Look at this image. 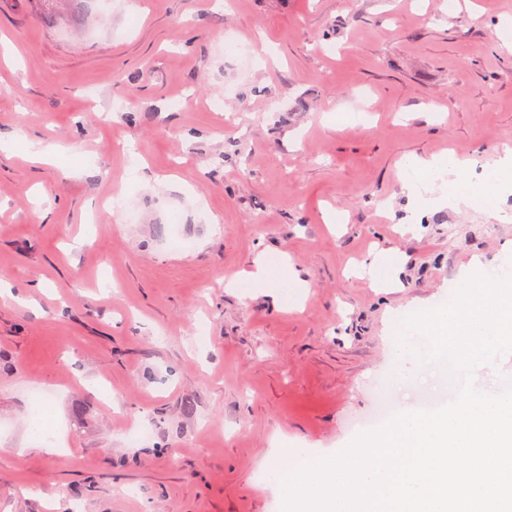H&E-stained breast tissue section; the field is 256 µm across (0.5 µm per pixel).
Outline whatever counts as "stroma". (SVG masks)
I'll use <instances>...</instances> for the list:
<instances>
[{
	"instance_id": "35a3bbf8",
	"label": "stroma",
	"mask_w": 512,
	"mask_h": 512,
	"mask_svg": "<svg viewBox=\"0 0 512 512\" xmlns=\"http://www.w3.org/2000/svg\"><path fill=\"white\" fill-rule=\"evenodd\" d=\"M456 3L0 0V144L76 151H0V512H279L285 450L454 398L400 321L512 257L511 188L403 187L512 148V0ZM261 253L304 294L228 287ZM419 168L434 169L437 178H440L443 184L448 185V193L443 191L439 196H435L434 186L428 185L418 178ZM464 169V165L452 156L441 160L410 158L404 163L403 186L409 196L423 207L438 202L448 203V207L453 208L482 205L486 212L495 215L497 210L494 201L500 186V171L486 172L478 185L470 192H465L461 188ZM446 176L448 177L447 181H445ZM452 176L454 178H451Z\"/></svg>"
}]
</instances>
